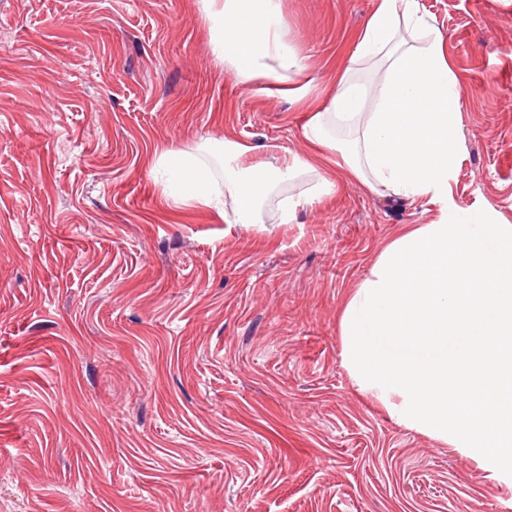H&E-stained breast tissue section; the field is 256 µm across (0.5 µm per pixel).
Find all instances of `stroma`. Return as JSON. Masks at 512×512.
<instances>
[{"mask_svg": "<svg viewBox=\"0 0 512 512\" xmlns=\"http://www.w3.org/2000/svg\"><path fill=\"white\" fill-rule=\"evenodd\" d=\"M462 84L454 202L512 224V0H418ZM377 0H283L300 101L200 0H0V512H512L342 364L340 315L439 204L337 179L283 224L173 209L156 150L304 154Z\"/></svg>", "mask_w": 512, "mask_h": 512, "instance_id": "stroma-1", "label": "stroma"}]
</instances>
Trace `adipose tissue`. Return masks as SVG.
Wrapping results in <instances>:
<instances>
[{
  "instance_id": "obj_1",
  "label": "adipose tissue",
  "mask_w": 512,
  "mask_h": 512,
  "mask_svg": "<svg viewBox=\"0 0 512 512\" xmlns=\"http://www.w3.org/2000/svg\"><path fill=\"white\" fill-rule=\"evenodd\" d=\"M202 11L214 55L241 83L282 87L298 69L282 0H202ZM354 58L381 62L384 80L373 90L343 73L327 110H315L303 128L309 154L249 163L248 147L228 141L218 183L194 154L166 150V195L177 206L215 210L228 224H257L283 182L333 160L370 190L438 203L439 220L396 236L351 293L340 319L343 363L399 424L511 475L512 418L493 406L501 384L512 385V224L449 197L462 88L446 40L418 0H378ZM331 120L345 138L329 134ZM468 394L484 409L464 414Z\"/></svg>"
}]
</instances>
